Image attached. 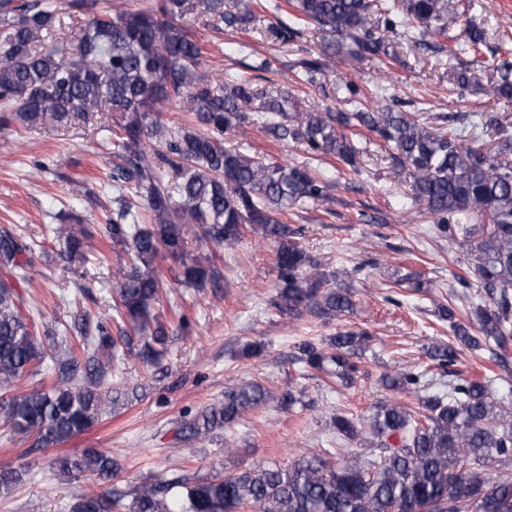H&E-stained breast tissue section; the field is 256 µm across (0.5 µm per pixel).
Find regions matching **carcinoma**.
<instances>
[{"instance_id":"cac0c4a2","label":"carcinoma","mask_w":512,"mask_h":512,"mask_svg":"<svg viewBox=\"0 0 512 512\" xmlns=\"http://www.w3.org/2000/svg\"><path fill=\"white\" fill-rule=\"evenodd\" d=\"M294 25H269L286 45L312 25L327 40L321 55L302 60L303 81L313 84L325 58L338 49L335 38L353 37L357 58L388 54L390 42L444 49L438 42L452 30L453 54L476 55L487 48L485 30L462 21L460 0H289ZM68 19L80 22L72 39L55 36L61 16L51 0H0V127L59 131L79 120L103 118L113 154L112 220L105 236L112 249L130 256L119 265L113 296L115 317L128 328L114 336L97 325L95 378L73 386L79 357L69 350L50 389L43 384L0 394V427L12 435H35L40 448L61 445L87 431L102 417L107 393L101 379L122 350L151 366L167 349L161 321L164 300L158 265L171 260L184 288L216 287V261L193 243L233 249L248 232L275 244L278 286L269 307L295 319L303 313L332 320L352 312V293L301 244L303 229L285 224L283 213L324 201L330 180L306 165L282 164L250 153L231 137L248 125L274 139L303 146L314 157H337L360 174L356 157L364 152L354 139L364 128L394 150L391 159L407 170L408 198L424 207L433 230L476 223L466 230L476 239L463 288L475 289L479 303L450 322L454 341L435 343L427 354L452 377L448 391L428 394V371L413 368L384 373L387 388L419 395L418 410L397 403L376 407L367 419L339 412L332 420L336 444L362 434L380 451L376 459L357 453L337 467L322 456L286 469L260 466L210 477L174 476L144 481L129 494L109 490L84 496L76 512H512V472L488 468L512 457V412H506L495 384L512 372V134L498 112H471L465 124L431 126L403 109L404 102L375 107L380 88L369 94L351 89V112L301 109L293 96L259 87L245 71L218 78L201 73L204 51L184 20L204 17L214 27H236L252 15L230 8V0H156L147 9L101 7V0H68ZM497 77L485 93L512 102V60L494 66ZM191 114L168 123L170 106ZM494 133L496 145L478 143V133ZM53 228L59 257L71 269L94 255L96 233L77 215ZM31 237L0 230V387L9 388L46 367L50 347L21 311L14 281L27 277L23 257L34 252ZM371 336L344 330L328 342L304 341L295 361L350 386L361 374L360 352ZM494 343L483 376L457 370L467 350ZM273 398L258 383L224 394V404L197 412L185 422L188 438L214 442L230 427ZM55 469L69 477L91 474L107 482L117 471L108 454L94 448L65 454Z\"/></svg>"}]
</instances>
